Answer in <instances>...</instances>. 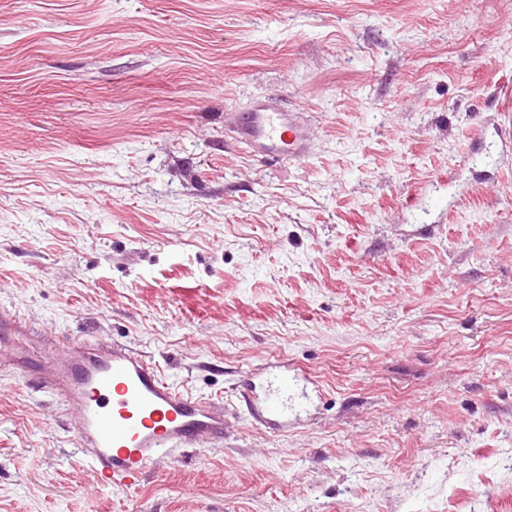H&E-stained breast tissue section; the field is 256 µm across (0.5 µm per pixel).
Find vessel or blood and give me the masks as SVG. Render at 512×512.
<instances>
[{
	"label": "vessel or blood",
	"mask_w": 512,
	"mask_h": 512,
	"mask_svg": "<svg viewBox=\"0 0 512 512\" xmlns=\"http://www.w3.org/2000/svg\"><path fill=\"white\" fill-rule=\"evenodd\" d=\"M237 134L254 156L269 162H296L310 152L307 125L275 99L252 102ZM0 335L11 338L10 354L33 383L74 412L78 450L104 484L136 489L178 449L205 448L224 438L223 404L180 391L136 349L103 336L34 338L3 308ZM292 386L283 368L263 397L243 390L239 399L255 422L280 427L294 408Z\"/></svg>",
	"instance_id": "b4317fda"
}]
</instances>
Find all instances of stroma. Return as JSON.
<instances>
[{
	"instance_id": "stroma-1",
	"label": "stroma",
	"mask_w": 512,
	"mask_h": 512,
	"mask_svg": "<svg viewBox=\"0 0 512 512\" xmlns=\"http://www.w3.org/2000/svg\"><path fill=\"white\" fill-rule=\"evenodd\" d=\"M509 81L512 0H0V307L224 404L127 491L0 365V512H512ZM237 134L254 156L269 162H296L310 152V135L299 112L275 99L252 102L243 112ZM280 371L268 382L262 398L256 397L252 391L239 392V399L247 407L249 416L257 423L267 426L288 427V411L294 404L288 397L293 386V377L288 374V364L279 367Z\"/></svg>"
}]
</instances>
